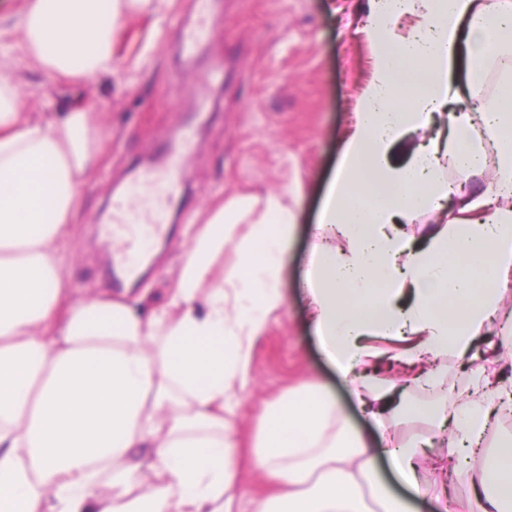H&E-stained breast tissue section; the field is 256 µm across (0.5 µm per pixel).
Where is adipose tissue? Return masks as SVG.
Listing matches in <instances>:
<instances>
[{"label": "adipose tissue", "mask_w": 512, "mask_h": 512, "mask_svg": "<svg viewBox=\"0 0 512 512\" xmlns=\"http://www.w3.org/2000/svg\"><path fill=\"white\" fill-rule=\"evenodd\" d=\"M149 4L26 0L13 30L45 74L83 81L111 73L116 21ZM363 10L371 76L318 224L343 245L317 241L305 289L313 333L383 446L313 386L266 410L256 463L279 480L282 512H417L426 496L454 512L427 470L454 471L469 512H512V436L483 447L512 415V381L492 367L512 360V310L501 307L512 289V0H364ZM103 142L92 109L26 113L0 64V512H235L225 415L283 303L295 215L276 193L257 215L245 198L214 210L161 309L73 299L61 242ZM451 168L474 190H455ZM424 213L436 219L417 244L401 227ZM229 245L227 275L216 264ZM451 354L472 366L447 402L436 361ZM412 388L439 403L406 404ZM410 421L426 433L405 436ZM435 441L443 454L427 456ZM140 448L152 456L145 470ZM382 453L406 493L380 470ZM144 482L149 494L132 496Z\"/></svg>", "instance_id": "adipose-tissue-1"}]
</instances>
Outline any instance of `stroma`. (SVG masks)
Listing matches in <instances>:
<instances>
[{
    "instance_id": "obj_1",
    "label": "stroma",
    "mask_w": 512,
    "mask_h": 512,
    "mask_svg": "<svg viewBox=\"0 0 512 512\" xmlns=\"http://www.w3.org/2000/svg\"><path fill=\"white\" fill-rule=\"evenodd\" d=\"M197 19L192 0H153L149 10L117 23L114 71L85 82L42 73L16 47L8 61L28 112L48 118L82 104L102 117L105 158L88 175L61 243L75 298L110 296L112 266L99 225L119 198L138 193L137 174L164 165L180 134L192 137L195 150L179 179L178 206L166 235L149 242L153 258L125 301L164 303L185 241L215 205L243 195L260 203L271 193L287 195L295 224L285 302L254 342L251 382L232 416L241 461L233 492L238 512H254L274 487L251 466L264 412L295 389L320 385L367 440H378L312 335L301 290L322 195L370 77L371 49L360 33V0H211L213 37L192 53L179 52L178 25ZM218 57L223 73L196 97L195 76Z\"/></svg>"
}]
</instances>
